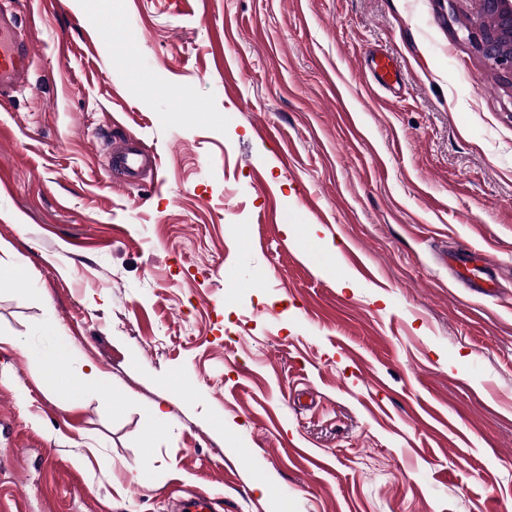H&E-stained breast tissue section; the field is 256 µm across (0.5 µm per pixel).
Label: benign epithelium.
<instances>
[{"instance_id": "7a95c632", "label": "benign epithelium", "mask_w": 512, "mask_h": 512, "mask_svg": "<svg viewBox=\"0 0 512 512\" xmlns=\"http://www.w3.org/2000/svg\"><path fill=\"white\" fill-rule=\"evenodd\" d=\"M467 39L499 80L512 88V0H469Z\"/></svg>"}]
</instances>
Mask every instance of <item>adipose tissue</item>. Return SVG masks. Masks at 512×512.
<instances>
[{
    "label": "adipose tissue",
    "mask_w": 512,
    "mask_h": 512,
    "mask_svg": "<svg viewBox=\"0 0 512 512\" xmlns=\"http://www.w3.org/2000/svg\"><path fill=\"white\" fill-rule=\"evenodd\" d=\"M73 347L67 337H58L53 348L40 354L39 362L46 374L54 379V384L70 405H78L87 390L101 386L107 379L93 363H86L80 374H72Z\"/></svg>",
    "instance_id": "1"
}]
</instances>
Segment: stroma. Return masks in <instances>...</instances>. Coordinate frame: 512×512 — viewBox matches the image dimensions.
<instances>
[{"instance_id": "stroma-1", "label": "stroma", "mask_w": 512, "mask_h": 512, "mask_svg": "<svg viewBox=\"0 0 512 512\" xmlns=\"http://www.w3.org/2000/svg\"><path fill=\"white\" fill-rule=\"evenodd\" d=\"M11 2L0 239L32 273L0 270V508L512 512V90L463 0ZM116 135L154 178H109ZM462 246L500 292L453 283ZM58 336L111 392L40 384ZM34 56L15 12L0 6V98L26 85ZM143 436L146 442H152L163 428L167 414L159 405H152L143 412Z\"/></svg>"}]
</instances>
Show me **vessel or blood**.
Returning a JSON list of instances; mask_svg holds the SVG:
<instances>
[{
    "label": "vessel or blood",
    "instance_id": "obj_1",
    "mask_svg": "<svg viewBox=\"0 0 512 512\" xmlns=\"http://www.w3.org/2000/svg\"><path fill=\"white\" fill-rule=\"evenodd\" d=\"M34 62V52L26 41L14 11L0 7V97L25 86ZM157 158L146 147L116 146L107 167L111 176L131 184L153 172ZM454 282L469 291L487 294L496 283L490 256L476 250L458 249L448 256Z\"/></svg>",
    "mask_w": 512,
    "mask_h": 512
}]
</instances>
